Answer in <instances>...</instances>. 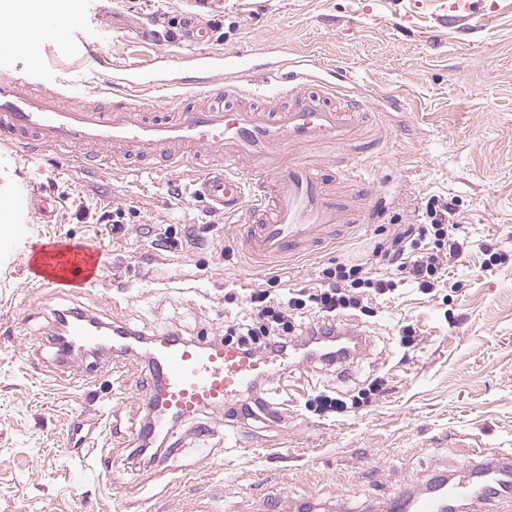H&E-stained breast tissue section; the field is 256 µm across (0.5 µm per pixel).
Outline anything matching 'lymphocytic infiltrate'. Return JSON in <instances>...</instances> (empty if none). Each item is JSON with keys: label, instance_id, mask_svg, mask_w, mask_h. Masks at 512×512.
<instances>
[{"label": "lymphocytic infiltrate", "instance_id": "lymphocytic-infiltrate-1", "mask_svg": "<svg viewBox=\"0 0 512 512\" xmlns=\"http://www.w3.org/2000/svg\"><path fill=\"white\" fill-rule=\"evenodd\" d=\"M426 214L428 223L397 225L389 244L376 247L371 258L324 269L315 290L291 289L283 299L262 288L249 290L247 311L229 326L230 337L243 351L259 355L298 348L322 365L352 363L349 341L333 337L332 328L342 312L361 308L365 294L392 289V281L379 278V271L408 274L419 289L428 290L444 261L463 251L454 202L429 199Z\"/></svg>", "mask_w": 512, "mask_h": 512}]
</instances>
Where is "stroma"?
I'll return each instance as SVG.
<instances>
[{"mask_svg":"<svg viewBox=\"0 0 512 512\" xmlns=\"http://www.w3.org/2000/svg\"><path fill=\"white\" fill-rule=\"evenodd\" d=\"M478 23L449 21L448 0H59L61 29L8 51L0 69L24 73L43 57L76 101L94 94L91 52L114 61L181 56L187 13L208 25L210 49L284 44L350 67L375 117L378 147L359 160L379 195L366 223L331 245L264 269L234 245L236 225L191 195L194 166L91 170L0 144V198L34 186L61 200L53 222L30 216L0 246V512H266L315 502L331 512H375L401 488H424L485 448L512 453V0H482ZM454 199L467 250L425 293L398 282L344 325L367 339L344 372L292 367L272 381L273 422L228 409L179 425L169 470L143 463L133 431L147 416L132 378L99 375L72 388L54 356L55 310L80 307L154 336L210 341L244 308L246 289L315 285L323 269L371 257L394 225L420 224L430 197ZM123 212L125 223L110 214ZM156 225L162 249L140 236ZM69 237L95 244L125 272L109 298L38 288L30 258ZM417 343L402 349L404 329ZM384 390L342 414L321 394ZM112 414L111 476L83 457ZM211 430L207 445L190 439ZM217 454L210 466L201 458Z\"/></svg>","mask_w":512,"mask_h":512,"instance_id":"obj_1","label":"stroma"}]
</instances>
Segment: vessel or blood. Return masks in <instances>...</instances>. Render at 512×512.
Listing matches in <instances>:
<instances>
[{"label": "vessel or blood", "instance_id": "1", "mask_svg": "<svg viewBox=\"0 0 512 512\" xmlns=\"http://www.w3.org/2000/svg\"><path fill=\"white\" fill-rule=\"evenodd\" d=\"M94 61L99 97L80 106L68 104L61 85L1 72L0 141L90 166L161 169L193 158L200 171L194 196L226 217L248 214L242 247L262 262L323 245L338 225L365 223L366 188L354 163L365 109L347 69L243 48L196 55L187 77L174 63L175 79L147 64H112L100 55ZM261 77L272 91L256 92ZM154 91L165 97L152 108L143 98ZM30 210L54 217L57 199L38 188L25 191L12 212L0 215V225L22 229ZM46 260L52 271L40 277L45 288L105 295L119 282L101 250L85 242L56 240ZM65 316L58 363L98 353L101 371L134 377L149 412L143 440L176 441V422L236 406L245 390L298 360L292 352L255 355L176 333L138 344L124 326L81 309ZM511 468L500 453H479L425 492L395 491L386 512H443L447 500L471 499L478 475Z\"/></svg>", "mask_w": 512, "mask_h": 512}]
</instances>
